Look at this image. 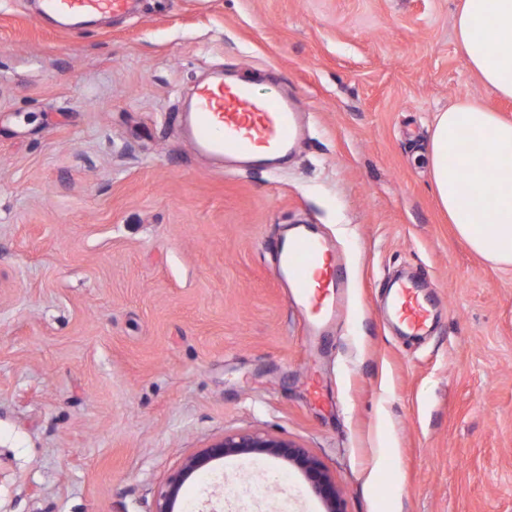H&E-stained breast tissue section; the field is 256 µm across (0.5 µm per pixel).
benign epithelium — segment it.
Segmentation results:
<instances>
[{
  "mask_svg": "<svg viewBox=\"0 0 512 512\" xmlns=\"http://www.w3.org/2000/svg\"><path fill=\"white\" fill-rule=\"evenodd\" d=\"M251 454L274 456L296 465L305 473L314 493L323 500L326 512H342L335 482L307 449L286 439L249 431L226 434L187 457L168 476L165 488L155 501L153 512H174V504L185 481L212 461L230 455Z\"/></svg>",
  "mask_w": 512,
  "mask_h": 512,
  "instance_id": "obj_1",
  "label": "benign epithelium"
}]
</instances>
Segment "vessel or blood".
Listing matches in <instances>:
<instances>
[{
  "instance_id": "b4317fda",
  "label": "vessel or blood",
  "mask_w": 512,
  "mask_h": 512,
  "mask_svg": "<svg viewBox=\"0 0 512 512\" xmlns=\"http://www.w3.org/2000/svg\"><path fill=\"white\" fill-rule=\"evenodd\" d=\"M132 2L42 0V12L75 27L98 16L129 13ZM187 132L196 151L234 161L287 152L300 135L298 114L286 96L250 75L225 83L219 72L196 87ZM278 270L290 281L293 298L307 315L310 335H326L340 314L345 286V271L329 243L308 226L297 227L279 247ZM388 310L406 334L418 335L427 327L429 309L415 282L394 286Z\"/></svg>"
}]
</instances>
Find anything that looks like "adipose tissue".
<instances>
[{
  "label": "adipose tissue",
  "instance_id": "ef3b65f1",
  "mask_svg": "<svg viewBox=\"0 0 512 512\" xmlns=\"http://www.w3.org/2000/svg\"><path fill=\"white\" fill-rule=\"evenodd\" d=\"M454 33L468 68L512 99V0H462ZM428 164L440 208L471 251L512 268V120L467 98L435 113ZM491 197L492 206L481 203Z\"/></svg>",
  "mask_w": 512,
  "mask_h": 512
}]
</instances>
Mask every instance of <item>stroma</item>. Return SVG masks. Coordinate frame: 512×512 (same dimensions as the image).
<instances>
[{
	"instance_id": "35a3bbf8",
	"label": "stroma",
	"mask_w": 512,
	"mask_h": 512,
	"mask_svg": "<svg viewBox=\"0 0 512 512\" xmlns=\"http://www.w3.org/2000/svg\"><path fill=\"white\" fill-rule=\"evenodd\" d=\"M458 5L138 0L74 31L0 0V512H152L186 457L240 430L307 448L343 512H512V268L455 237L425 161L437 107L512 119L466 66ZM217 70L295 99L292 156L194 150L180 116ZM297 224L348 273L320 341L276 274ZM400 271L437 312L411 343L377 312ZM175 510L325 505L299 468L234 455Z\"/></svg>"
}]
</instances>
